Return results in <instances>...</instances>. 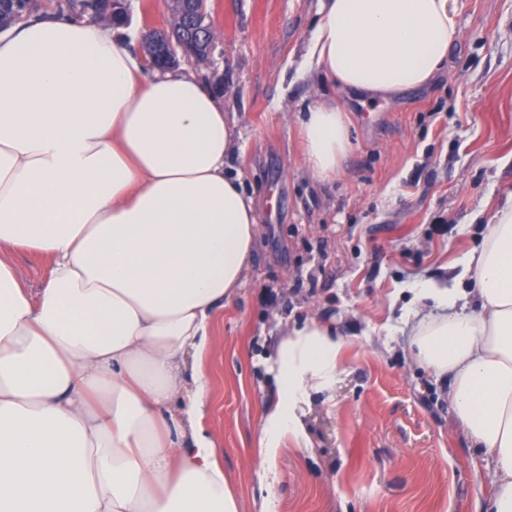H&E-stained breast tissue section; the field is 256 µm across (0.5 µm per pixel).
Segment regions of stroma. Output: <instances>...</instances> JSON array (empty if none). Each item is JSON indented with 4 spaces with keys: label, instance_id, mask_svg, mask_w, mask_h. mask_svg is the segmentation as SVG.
I'll return each instance as SVG.
<instances>
[{
    "label": "stroma",
    "instance_id": "stroma-1",
    "mask_svg": "<svg viewBox=\"0 0 512 512\" xmlns=\"http://www.w3.org/2000/svg\"><path fill=\"white\" fill-rule=\"evenodd\" d=\"M319 5L210 0L220 58L205 77L242 134L230 166L264 235L215 325L202 423L238 512H485L495 465L456 421L449 377L412 364L408 345L419 282L460 275L482 214L512 192V0H449L460 36L436 83L365 107L339 97L352 148L326 179L305 165L296 118L335 96L304 63ZM278 314L331 324L346 347L305 419L309 446L284 442L270 486L256 443Z\"/></svg>",
    "mask_w": 512,
    "mask_h": 512
}]
</instances>
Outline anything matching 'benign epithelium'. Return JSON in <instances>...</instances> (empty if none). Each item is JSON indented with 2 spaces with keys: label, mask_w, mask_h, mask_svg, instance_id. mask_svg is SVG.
<instances>
[{
  "label": "benign epithelium",
  "mask_w": 512,
  "mask_h": 512,
  "mask_svg": "<svg viewBox=\"0 0 512 512\" xmlns=\"http://www.w3.org/2000/svg\"><path fill=\"white\" fill-rule=\"evenodd\" d=\"M207 0H176L178 12L196 21V30L201 37L183 40L173 32L161 33L154 30L143 35L145 64L152 70L164 71L175 67L180 61L187 63L208 60L213 56L214 42L207 37L211 24H203L208 16ZM87 16L95 17L103 14H118L124 21H129V13L125 0H86Z\"/></svg>",
  "instance_id": "7a95c632"
}]
</instances>
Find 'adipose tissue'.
<instances>
[{
  "label": "adipose tissue",
  "mask_w": 512,
  "mask_h": 512,
  "mask_svg": "<svg viewBox=\"0 0 512 512\" xmlns=\"http://www.w3.org/2000/svg\"><path fill=\"white\" fill-rule=\"evenodd\" d=\"M129 35L56 14L0 32V512H238L201 425V360L261 239L226 170L241 133L201 69L147 75ZM458 35L448 0H320L305 59L388 101L441 74ZM301 131L310 170L334 176L344 109L316 101ZM486 228L470 290L421 282L409 356L451 376L454 415L496 466L487 512H512V195ZM18 251L47 260L39 292ZM344 347L317 319L281 323L262 459L308 444Z\"/></svg>",
  "instance_id": "obj_1"
}]
</instances>
